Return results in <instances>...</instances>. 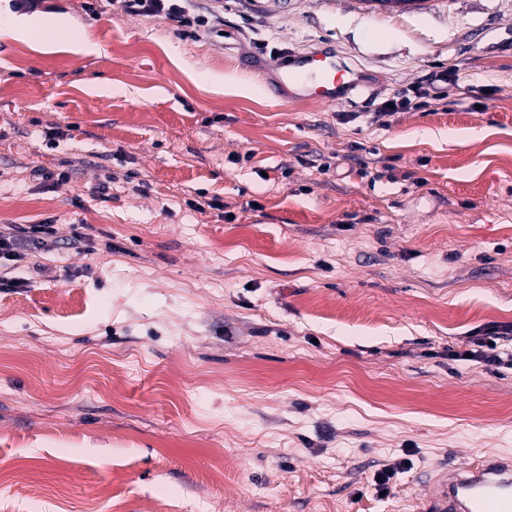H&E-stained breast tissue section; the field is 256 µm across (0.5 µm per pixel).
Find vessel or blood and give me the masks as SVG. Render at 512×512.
Returning a JSON list of instances; mask_svg holds the SVG:
<instances>
[{
	"instance_id": "vessel-or-blood-1",
	"label": "vessel or blood",
	"mask_w": 512,
	"mask_h": 512,
	"mask_svg": "<svg viewBox=\"0 0 512 512\" xmlns=\"http://www.w3.org/2000/svg\"><path fill=\"white\" fill-rule=\"evenodd\" d=\"M359 72L335 54L307 52L278 67L276 87L305 100L342 101L359 84ZM420 512H512V457L487 453L431 470L419 479Z\"/></svg>"
}]
</instances>
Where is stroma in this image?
<instances>
[{
    "label": "stroma",
    "instance_id": "stroma-1",
    "mask_svg": "<svg viewBox=\"0 0 512 512\" xmlns=\"http://www.w3.org/2000/svg\"><path fill=\"white\" fill-rule=\"evenodd\" d=\"M48 3L0 36V229L59 241L0 259V512H415L512 455V366L448 356L512 324V0H224L197 41ZM309 51L365 85L276 93ZM441 70L435 111L351 120ZM0 31L3 35L26 37L40 28L39 22L32 17H12L1 20Z\"/></svg>",
    "mask_w": 512,
    "mask_h": 512
}]
</instances>
